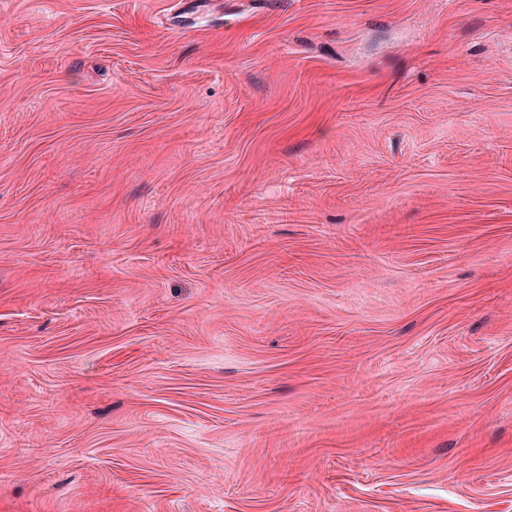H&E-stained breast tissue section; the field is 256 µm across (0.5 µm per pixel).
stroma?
I'll return each instance as SVG.
<instances>
[{
    "label": "stroma",
    "instance_id": "stroma-1",
    "mask_svg": "<svg viewBox=\"0 0 512 512\" xmlns=\"http://www.w3.org/2000/svg\"><path fill=\"white\" fill-rule=\"evenodd\" d=\"M0 512H512V0H0Z\"/></svg>",
    "mask_w": 512,
    "mask_h": 512
}]
</instances>
